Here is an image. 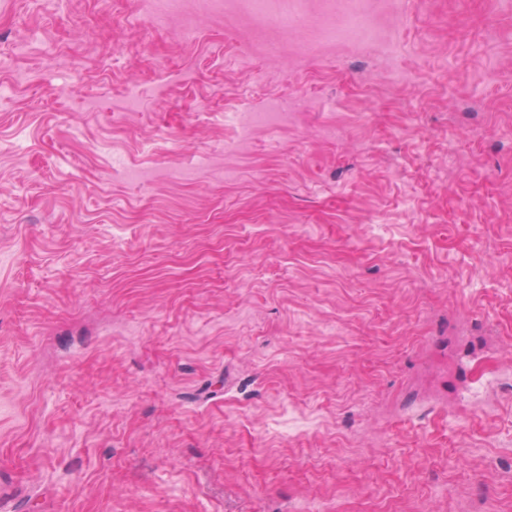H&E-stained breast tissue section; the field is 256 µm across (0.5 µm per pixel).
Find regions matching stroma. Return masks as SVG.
<instances>
[{
  "label": "stroma",
  "instance_id": "35a3bbf8",
  "mask_svg": "<svg viewBox=\"0 0 512 512\" xmlns=\"http://www.w3.org/2000/svg\"><path fill=\"white\" fill-rule=\"evenodd\" d=\"M160 2L0 0V512H512V0Z\"/></svg>",
  "mask_w": 512,
  "mask_h": 512
}]
</instances>
